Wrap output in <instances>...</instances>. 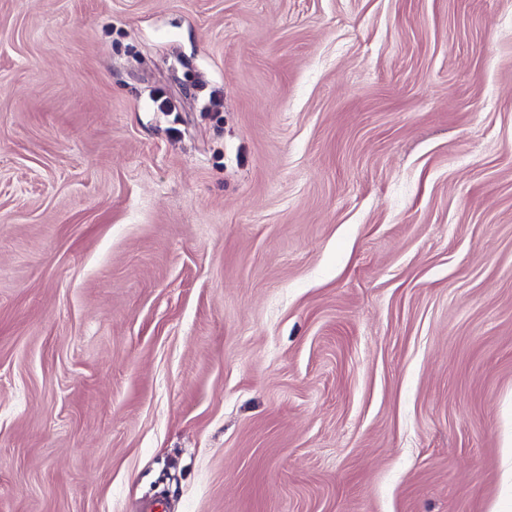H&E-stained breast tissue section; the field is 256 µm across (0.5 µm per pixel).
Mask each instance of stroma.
I'll use <instances>...</instances> for the list:
<instances>
[{
    "mask_svg": "<svg viewBox=\"0 0 512 512\" xmlns=\"http://www.w3.org/2000/svg\"><path fill=\"white\" fill-rule=\"evenodd\" d=\"M511 445L512 0H0V512H512Z\"/></svg>",
    "mask_w": 512,
    "mask_h": 512,
    "instance_id": "1",
    "label": "stroma"
}]
</instances>
